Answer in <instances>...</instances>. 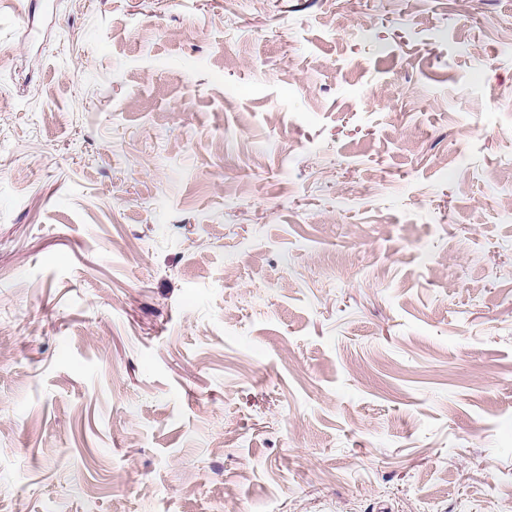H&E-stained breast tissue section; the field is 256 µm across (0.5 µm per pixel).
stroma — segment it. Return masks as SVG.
I'll return each mask as SVG.
<instances>
[{"label": "stroma", "instance_id": "stroma-1", "mask_svg": "<svg viewBox=\"0 0 512 512\" xmlns=\"http://www.w3.org/2000/svg\"><path fill=\"white\" fill-rule=\"evenodd\" d=\"M512 0H0V512H512Z\"/></svg>", "mask_w": 512, "mask_h": 512}]
</instances>
